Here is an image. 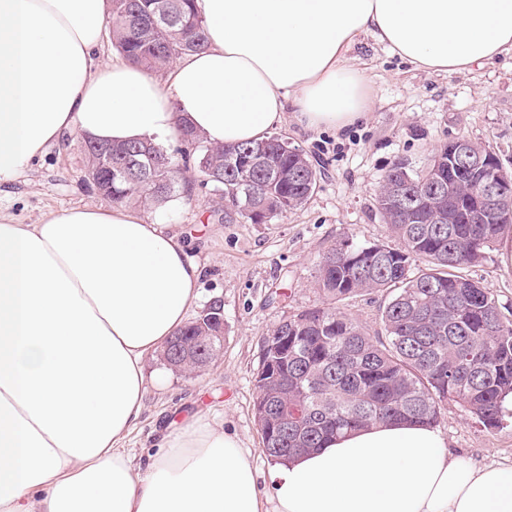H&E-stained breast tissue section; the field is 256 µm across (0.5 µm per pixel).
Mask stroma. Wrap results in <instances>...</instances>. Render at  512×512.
Segmentation results:
<instances>
[{
	"instance_id": "stroma-1",
	"label": "stroma",
	"mask_w": 512,
	"mask_h": 512,
	"mask_svg": "<svg viewBox=\"0 0 512 512\" xmlns=\"http://www.w3.org/2000/svg\"><path fill=\"white\" fill-rule=\"evenodd\" d=\"M348 57L371 89L364 119L339 132L306 129L289 114L275 128L320 171L302 207L264 224L225 213L213 196L201 193L174 211L143 209L147 222L178 234L200 263L199 296L189 315L221 307L224 346L200 373L172 370L157 356L147 359L144 408L124 441L135 463L146 462L164 434L199 418L238 436L251 453L262 494H269L273 463L253 410L262 339L283 319L323 307L316 286L323 252L342 240L392 243L376 198L396 159L421 167L435 147L465 137L488 147L512 171L511 53L466 72L428 74L365 36ZM78 141L71 133L52 144L0 196V213L18 224H35L70 208L108 207V200L85 182L86 160ZM464 273L487 288L512 319V233ZM436 428L454 458L479 466L512 460V418L488 430L449 404Z\"/></svg>"
}]
</instances>
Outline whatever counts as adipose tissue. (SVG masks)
I'll return each instance as SVG.
<instances>
[{"label": "adipose tissue", "mask_w": 512, "mask_h": 512, "mask_svg": "<svg viewBox=\"0 0 512 512\" xmlns=\"http://www.w3.org/2000/svg\"><path fill=\"white\" fill-rule=\"evenodd\" d=\"M208 45L166 76L99 37L110 0H0V186L47 145H212L263 138L286 113L336 130L364 116L368 35L426 72L512 52V0H197ZM201 266L133 209L0 216V512H512V462L449 456L434 428L355 431L272 472L262 498L237 438L193 420L145 467L123 442L144 405V361L187 319Z\"/></svg>", "instance_id": "1"}]
</instances>
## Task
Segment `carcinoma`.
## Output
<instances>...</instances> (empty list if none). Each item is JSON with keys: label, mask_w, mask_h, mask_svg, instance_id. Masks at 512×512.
I'll use <instances>...</instances> for the list:
<instances>
[{"label": "carcinoma", "mask_w": 512, "mask_h": 512, "mask_svg": "<svg viewBox=\"0 0 512 512\" xmlns=\"http://www.w3.org/2000/svg\"><path fill=\"white\" fill-rule=\"evenodd\" d=\"M112 44L129 61L153 72L174 59L203 50L206 22L196 0H112ZM173 151L148 141L81 144L89 183L114 205H160L181 192L192 195L193 179L180 159L199 143L181 132ZM436 147L418 170L405 159L385 172L377 209L402 246L354 245L341 241L321 257L317 284L328 307L302 312L275 326L270 335L288 338L283 358L262 350L254 410L262 432L288 410V432L264 441L268 458L286 463L336 436L384 422L434 425L448 403L486 429L502 424L512 396V320L479 283L458 273L482 262L512 222L470 224L463 202L470 177L456 175L452 193L435 191L448 179V148ZM224 209L252 224L305 204L317 171L302 150L270 135L257 143L206 146L195 160ZM403 184L398 207L390 184ZM422 266H415V262ZM385 297L381 331L370 334L336 307L352 295ZM210 307L165 344L161 358L189 347L201 372L222 347L217 316ZM275 370L266 374L268 360Z\"/></svg>", "instance_id": "carcinoma-1"}]
</instances>
